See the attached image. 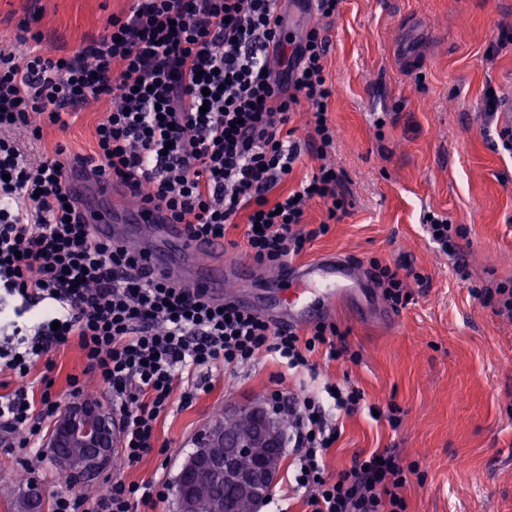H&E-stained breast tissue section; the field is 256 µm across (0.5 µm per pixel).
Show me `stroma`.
Segmentation results:
<instances>
[{
    "label": "stroma",
    "mask_w": 512,
    "mask_h": 512,
    "mask_svg": "<svg viewBox=\"0 0 512 512\" xmlns=\"http://www.w3.org/2000/svg\"><path fill=\"white\" fill-rule=\"evenodd\" d=\"M128 5L40 0L35 28L54 54L69 55ZM312 27L329 46L335 144L327 157L318 155L312 114L298 106L291 125L300 155L276 191L288 194L328 163L343 177L349 207L303 256L335 254L365 273L375 259L410 265L425 280L412 285L411 303L391 322L376 318L361 294L337 305L330 320L358 362L329 363L317 354L312 371L259 354L159 421L157 441L168 444L170 458L154 452L132 467L118 458L108 471L174 482L196 435L226 410L268 402L276 390L321 396L326 385L348 382L364 391L368 406L340 416L329 470L388 449L425 472L403 490L408 512H512V317L472 294L512 280V151L502 147L498 120L483 112L487 90L512 96V0H341L329 18L298 11L293 33ZM108 109L90 103L69 129L45 127L39 142L22 131L14 137L34 162L58 144L84 155ZM430 211L464 228L457 260L429 243L422 217ZM391 402L405 411L396 427L369 411ZM291 462L284 456L260 512H303ZM21 471L39 483L40 504H29ZM94 492L69 485L49 459L0 449V512H49L54 495Z\"/></svg>",
    "instance_id": "35a3bbf8"
}]
</instances>
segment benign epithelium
<instances>
[{
  "label": "benign epithelium",
  "instance_id": "benign-epithelium-1",
  "mask_svg": "<svg viewBox=\"0 0 512 512\" xmlns=\"http://www.w3.org/2000/svg\"><path fill=\"white\" fill-rule=\"evenodd\" d=\"M247 412L252 423L242 432L227 433L219 421L202 434L204 446L212 452L193 461L176 486L185 512H191L190 501L198 488L219 473L224 482L255 500L267 496L281 469L277 449L283 447L284 436L265 408L253 406ZM44 447L70 484L96 478L118 447L111 407L98 397L71 396L63 413L49 424Z\"/></svg>",
  "mask_w": 512,
  "mask_h": 512
}]
</instances>
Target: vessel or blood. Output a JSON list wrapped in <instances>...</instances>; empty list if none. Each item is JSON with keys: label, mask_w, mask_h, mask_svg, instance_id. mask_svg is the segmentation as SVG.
<instances>
[{"label": "vessel or blood", "mask_w": 512, "mask_h": 512, "mask_svg": "<svg viewBox=\"0 0 512 512\" xmlns=\"http://www.w3.org/2000/svg\"><path fill=\"white\" fill-rule=\"evenodd\" d=\"M87 165H73L65 184L81 202L80 211L95 240L116 244L136 255L141 272L203 289L213 300L235 301L229 281L251 275L250 266L221 262L224 242L192 237L184 225L171 223L150 205L119 201L111 184L87 179ZM352 263L323 255L278 271L273 289L254 312L283 328H300L331 315L343 296L359 284Z\"/></svg>", "instance_id": "vessel-or-blood-1"}]
</instances>
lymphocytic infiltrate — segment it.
Instances as JSON below:
<instances>
[{
	"label": "lymphocytic infiltrate",
	"instance_id": "1",
	"mask_svg": "<svg viewBox=\"0 0 512 512\" xmlns=\"http://www.w3.org/2000/svg\"><path fill=\"white\" fill-rule=\"evenodd\" d=\"M285 23L284 0H131L71 55L45 49L28 18L21 49H0V286L28 308L41 298L57 303L15 326L26 349L5 362L19 384L0 394V433L19 448L44 455V425L62 413L49 373L70 345L84 368L67 374V386L85 392L90 376L109 394L130 467L153 451L159 420L173 406H191L202 371L232 373L262 351L292 368L309 366L316 353L348 357L335 323L284 330L258 313L211 303L198 289L136 275V256L95 241L79 220L64 183L65 149L34 163L9 137L24 130L41 140L44 125L67 130L87 103L107 101L90 155L95 179L134 185L142 202L198 237L225 238L227 224L246 213L247 255L281 267L347 206L342 177L329 165L296 194L269 198L298 158L287 125L300 102L314 111L317 151L327 153L335 137L327 45L315 29L289 39ZM313 198L326 203L328 220L307 229L303 204ZM371 277L396 309L411 299L408 281L422 279L411 267L379 265ZM39 361L45 371L32 376ZM331 398L328 409L312 395L272 394L294 427L288 442L308 512H408L402 490L417 464L386 450L328 470L340 431L333 412L366 405L363 390L349 384ZM168 490L108 475L92 497H55L52 512H138L165 501Z\"/></svg>",
	"mask_w": 512,
	"mask_h": 512
}]
</instances>
